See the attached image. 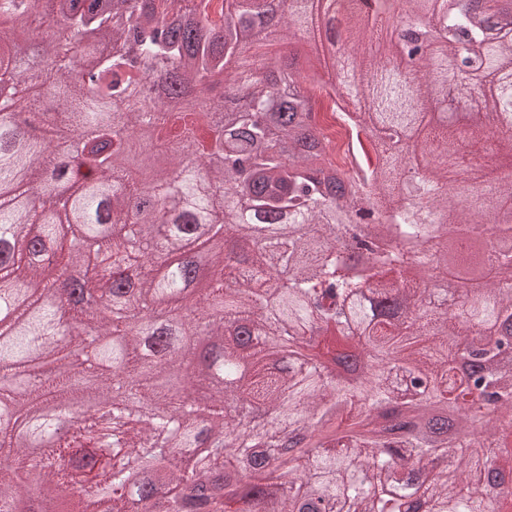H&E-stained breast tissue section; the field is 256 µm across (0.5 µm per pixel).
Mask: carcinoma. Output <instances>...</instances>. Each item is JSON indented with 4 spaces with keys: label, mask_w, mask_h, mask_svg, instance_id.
Masks as SVG:
<instances>
[{
    "label": "carcinoma",
    "mask_w": 512,
    "mask_h": 512,
    "mask_svg": "<svg viewBox=\"0 0 512 512\" xmlns=\"http://www.w3.org/2000/svg\"><path fill=\"white\" fill-rule=\"evenodd\" d=\"M0 0L13 28L0 32V86L18 93L30 77L47 87L21 97L19 113L50 97L61 105L46 128L0 116V283L38 284L30 305L0 334V366L14 371L20 401L82 402L78 374L31 380L35 338L58 354L79 342L56 332L47 303L56 284L42 278L51 258L72 270L60 225L74 224L97 254L93 298L140 312L187 288V271L158 279L151 268L203 235L229 246L211 256L209 285L188 303L184 327L201 326L221 355L224 375L248 367L246 382L216 391L205 377L162 396L149 362L155 338L174 332L141 321L103 318L96 304L79 321L127 335L94 357L122 372L89 389L112 404L90 416L40 458L0 428V512H12L15 470L34 471L36 512H49L72 488L80 503L110 489L105 512H157L147 489L190 486L197 507L222 512H512V375L485 364L512 361V165L461 179L482 201L459 209L457 189L437 159L471 160L460 142L482 145L494 127L512 129V5L503 0H401L406 20L385 0H349L348 41L380 43L353 52L339 72L361 91L364 121L378 145L395 149L370 170L369 208L356 185L323 158L314 89L292 63L240 69L268 41L314 38L323 14L315 0ZM427 54L410 85L394 71ZM476 98L485 121L461 131L435 128L437 100ZM354 231L359 269L340 249ZM453 265L483 272L486 287L432 303L425 282ZM363 347V369L349 377L318 360H342L336 337ZM192 345L167 343L163 361L191 370ZM257 403L266 425L243 419ZM142 470L125 482L113 460L124 449Z\"/></svg>",
    "instance_id": "carcinoma-1"
}]
</instances>
